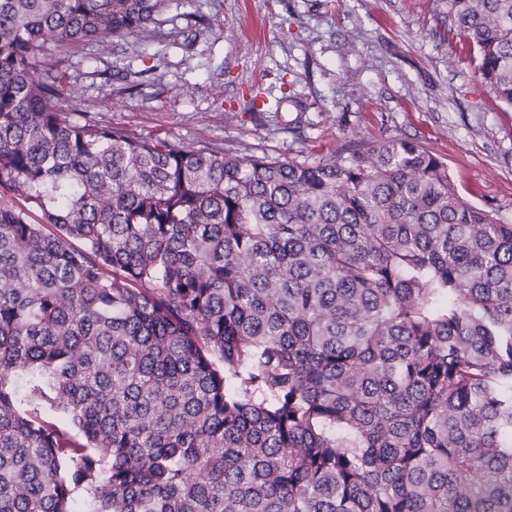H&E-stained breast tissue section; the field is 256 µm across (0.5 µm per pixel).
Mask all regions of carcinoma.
Masks as SVG:
<instances>
[{"label": "carcinoma", "instance_id": "cac0c4a2", "mask_svg": "<svg viewBox=\"0 0 512 512\" xmlns=\"http://www.w3.org/2000/svg\"><path fill=\"white\" fill-rule=\"evenodd\" d=\"M167 2L0 0V512H512V224L405 138L300 163L62 110L46 44ZM447 36L512 108V0Z\"/></svg>", "mask_w": 512, "mask_h": 512}]
</instances>
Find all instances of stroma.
<instances>
[{"label": "stroma", "mask_w": 512, "mask_h": 512, "mask_svg": "<svg viewBox=\"0 0 512 512\" xmlns=\"http://www.w3.org/2000/svg\"><path fill=\"white\" fill-rule=\"evenodd\" d=\"M448 0H168L140 48L124 38L45 59L63 109L186 148L298 161L345 142L416 141L460 196L512 224V110L444 38Z\"/></svg>", "instance_id": "obj_1"}]
</instances>
